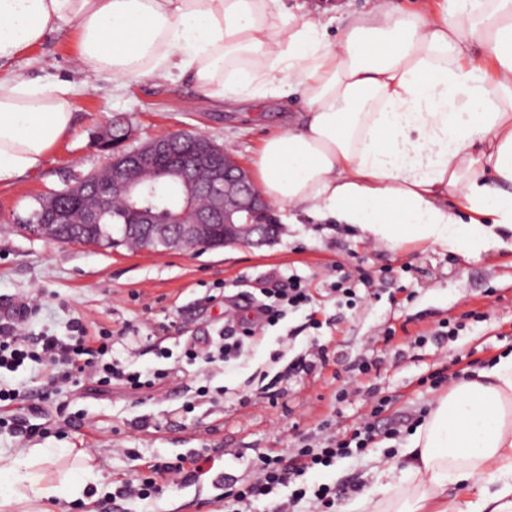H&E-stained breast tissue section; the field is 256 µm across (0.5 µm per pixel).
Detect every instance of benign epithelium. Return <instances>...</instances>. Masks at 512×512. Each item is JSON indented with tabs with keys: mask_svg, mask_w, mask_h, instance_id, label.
<instances>
[{
	"mask_svg": "<svg viewBox=\"0 0 512 512\" xmlns=\"http://www.w3.org/2000/svg\"><path fill=\"white\" fill-rule=\"evenodd\" d=\"M101 150H112L105 166L110 179L98 185L97 192L108 193L126 203L128 224L140 225L146 245L156 242L168 251H187L209 232L211 225H224V243L262 246L276 240L280 221L271 213V206L254 185L251 176L224 147L208 136L192 137V152L185 154L169 136L153 138L129 151L123 140L111 136V130L99 133ZM205 166L212 172L206 185L208 205L195 207L200 192L190 168ZM181 186L176 205L167 209L165 223H160L155 206L142 201L146 190L162 195L163 187L173 179ZM40 210L33 217L16 219L23 230L34 237L54 238L50 228L64 224L67 212L56 205L55 195L38 198Z\"/></svg>",
	"mask_w": 512,
	"mask_h": 512,
	"instance_id": "benign-epithelium-1",
	"label": "benign epithelium"
}]
</instances>
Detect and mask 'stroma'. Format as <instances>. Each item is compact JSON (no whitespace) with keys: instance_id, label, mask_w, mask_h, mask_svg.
<instances>
[{"instance_id":"obj_1","label":"stroma","mask_w":512,"mask_h":512,"mask_svg":"<svg viewBox=\"0 0 512 512\" xmlns=\"http://www.w3.org/2000/svg\"><path fill=\"white\" fill-rule=\"evenodd\" d=\"M6 69L23 79L74 85L75 114L69 136L41 170L0 185V317L34 298L41 309L27 325L25 341L65 338L78 318L88 329L115 331L112 357L128 369L169 372L160 390L146 392L118 383L102 391L87 380L62 388L53 384L54 368L47 364L27 362L0 372V387L20 393L12 418L51 428L28 438L1 426L0 462L10 463L22 448L67 447L90 450L100 472L79 498L44 503L34 512H224L225 484L246 479L258 454L289 452L307 438L323 444L369 413V402L350 382L359 359L381 358L362 383L388 399L384 419L392 423L422 420L438 395L425 383L430 374L467 373L512 352L511 252L467 258L407 244L393 253L345 225L288 209L278 212V240L261 247L106 251L23 233L15 219L28 214L33 197L103 166L106 155L96 136L106 127H125L129 149L171 133H202L250 170L264 138L298 123L303 101L298 95L270 96L221 105L185 77H143L125 85L102 77L95 89H85L75 66L74 28L66 23ZM336 265L347 274L362 270L373 277L371 285L358 287L355 307L338 306L329 291ZM294 272L310 282L313 304L289 310L277 325L246 340L238 359L210 366L158 357L161 347L174 354L187 345L211 349L226 312L252 318L250 299L272 278ZM470 311L478 317L468 320L456 340L432 341L441 322ZM390 327L395 336L389 344L372 345V336ZM315 342L325 345L327 362L302 368ZM273 377L278 398L272 402L262 386ZM202 386L210 388L211 400H197ZM74 413L82 422L65 425L64 417ZM410 435L400 427L376 437L361 455L310 469L299 480L307 495L296 512H320L313 492L321 485L368 491L374 472ZM202 448L216 454L195 481L111 506L118 484L145 471L150 461Z\"/></svg>"}]
</instances>
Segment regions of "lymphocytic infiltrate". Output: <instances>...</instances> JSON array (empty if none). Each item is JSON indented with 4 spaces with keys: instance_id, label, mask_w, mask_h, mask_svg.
<instances>
[{
    "instance_id": "1",
    "label": "lymphocytic infiltrate",
    "mask_w": 512,
    "mask_h": 512,
    "mask_svg": "<svg viewBox=\"0 0 512 512\" xmlns=\"http://www.w3.org/2000/svg\"><path fill=\"white\" fill-rule=\"evenodd\" d=\"M265 300L256 307L257 315L252 328L246 329L244 336H237L232 325H225L220 340L213 350L199 353L195 347H186L183 358L193 362L200 360L209 365L226 363L240 356L245 338L254 337L264 326L275 325L288 309L308 304L311 300L306 279L298 274H289L280 286L264 289ZM37 310L36 304L21 303L12 316L0 319V369L16 368L25 360L62 365L61 381L78 382L87 378L99 386L108 387L118 381L131 390L154 388L167 376L166 371H155L152 378L142 379L140 374L128 373L117 363L108 361L112 351V333L100 329L89 334L81 320L70 324L68 340L54 336L42 337L40 350H33L22 342V331L28 319ZM373 405L360 426L350 434L317 448L306 444L294 449L291 455L281 453L260 454L255 463V475L247 483L228 489L224 493V512H245L252 501L272 497L271 512H289L302 500L306 491L298 486V479L311 468L330 466L336 459L344 458L368 448L377 434L378 419L385 412L388 402L377 395L376 389H369ZM210 460L208 450H200L191 455L176 457L172 461H157L151 467L150 475H140L120 484L115 498L121 500H146L161 492L163 487L184 484L194 480ZM291 487L290 498L275 500L280 488Z\"/></svg>"
}]
</instances>
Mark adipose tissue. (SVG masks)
<instances>
[{
    "mask_svg": "<svg viewBox=\"0 0 512 512\" xmlns=\"http://www.w3.org/2000/svg\"><path fill=\"white\" fill-rule=\"evenodd\" d=\"M279 0H0V62L73 24L80 72L128 82L189 77L233 101L301 94V124L265 140L262 195L396 251L428 244L512 250V0H395L347 16L338 35ZM480 51L492 75L471 64ZM74 122L69 85L0 74V182L39 171ZM23 448L0 467V512L78 491ZM353 512H512V354L432 404Z\"/></svg>",
    "mask_w": 512,
    "mask_h": 512,
    "instance_id": "obj_1",
    "label": "adipose tissue"
}]
</instances>
